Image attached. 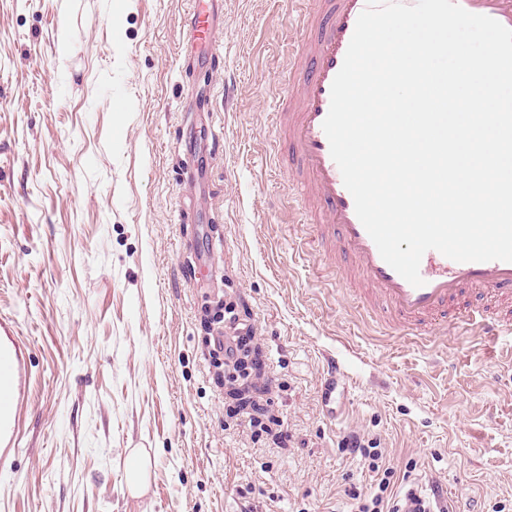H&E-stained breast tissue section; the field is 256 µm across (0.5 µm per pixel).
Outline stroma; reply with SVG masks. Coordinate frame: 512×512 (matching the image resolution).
Instances as JSON below:
<instances>
[{
  "label": "stroma",
  "instance_id": "35a3bbf8",
  "mask_svg": "<svg viewBox=\"0 0 512 512\" xmlns=\"http://www.w3.org/2000/svg\"><path fill=\"white\" fill-rule=\"evenodd\" d=\"M191 21L187 0H0V344L26 341L29 392L0 512H349L368 482L350 433L456 512H512V367L470 336L385 335L304 250L269 154L296 6L219 0L216 62ZM220 298L256 330L288 447L252 439L208 371L199 313ZM343 371L338 360L329 362L327 371L321 380V401L322 410L326 418L330 421H336L339 409L338 395L341 386Z\"/></svg>",
  "mask_w": 512,
  "mask_h": 512
}]
</instances>
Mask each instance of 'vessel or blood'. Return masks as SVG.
Instances as JSON below:
<instances>
[{
    "label": "vessel or blood",
    "instance_id": "vessel-or-blood-1",
    "mask_svg": "<svg viewBox=\"0 0 512 512\" xmlns=\"http://www.w3.org/2000/svg\"><path fill=\"white\" fill-rule=\"evenodd\" d=\"M303 36L287 49V78L273 114V151L287 168L295 196L307 201L308 244L336 267L364 310L395 334L427 341L468 329L480 345L512 332V262H456L436 250L420 262L423 286L415 287L381 257L355 212L322 124L356 21L366 0H295ZM474 14L512 29V0H457ZM25 355L19 343L0 346V447L18 444ZM343 372L330 361L321 380L322 410L335 419Z\"/></svg>",
    "mask_w": 512,
    "mask_h": 512
}]
</instances>
